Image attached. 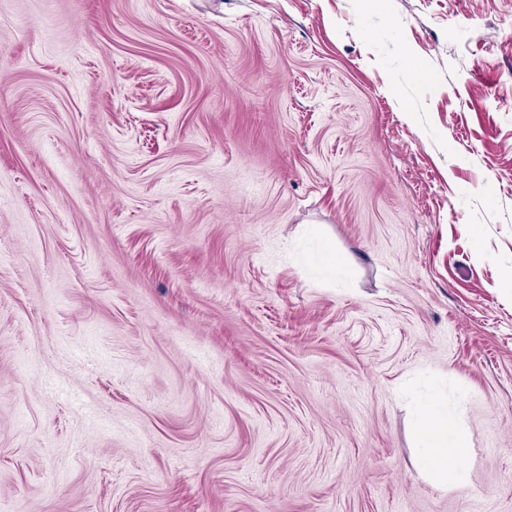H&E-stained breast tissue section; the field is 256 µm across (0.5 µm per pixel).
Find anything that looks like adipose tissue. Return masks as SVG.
Masks as SVG:
<instances>
[{
	"mask_svg": "<svg viewBox=\"0 0 512 512\" xmlns=\"http://www.w3.org/2000/svg\"><path fill=\"white\" fill-rule=\"evenodd\" d=\"M416 438L420 447L419 463L425 472L442 483L456 480V473L447 466L449 456L462 454L467 446L466 435L446 406L432 403L420 407Z\"/></svg>",
	"mask_w": 512,
	"mask_h": 512,
	"instance_id": "adipose-tissue-1",
	"label": "adipose tissue"
}]
</instances>
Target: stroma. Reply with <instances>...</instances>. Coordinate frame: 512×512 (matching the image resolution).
<instances>
[{
  "instance_id": "obj_1",
  "label": "stroma",
  "mask_w": 512,
  "mask_h": 512,
  "mask_svg": "<svg viewBox=\"0 0 512 512\" xmlns=\"http://www.w3.org/2000/svg\"><path fill=\"white\" fill-rule=\"evenodd\" d=\"M0 512H512V0H0ZM418 415L419 463L425 472L437 476L447 486L458 478L457 473L448 472V455H462L467 448L466 435L447 406L426 404L420 407Z\"/></svg>"
}]
</instances>
